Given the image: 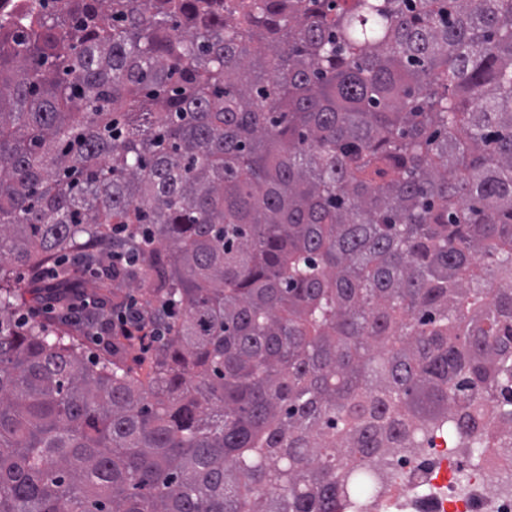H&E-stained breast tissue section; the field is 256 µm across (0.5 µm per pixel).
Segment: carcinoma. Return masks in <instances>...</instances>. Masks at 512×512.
<instances>
[{
  "label": "carcinoma",
  "mask_w": 512,
  "mask_h": 512,
  "mask_svg": "<svg viewBox=\"0 0 512 512\" xmlns=\"http://www.w3.org/2000/svg\"><path fill=\"white\" fill-rule=\"evenodd\" d=\"M0 4V512H336L512 428V0ZM137 264L116 268V252ZM122 279L159 331L11 267ZM80 306L94 307L95 309H111V325L108 330V336H136V345L141 350L147 351L152 343V333L147 327L128 318L124 313L112 314V306L108 305L100 297L82 296L78 299Z\"/></svg>",
  "instance_id": "cac0c4a2"
}]
</instances>
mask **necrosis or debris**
<instances>
[{"instance_id": "1", "label": "necrosis or debris", "mask_w": 512, "mask_h": 512, "mask_svg": "<svg viewBox=\"0 0 512 512\" xmlns=\"http://www.w3.org/2000/svg\"><path fill=\"white\" fill-rule=\"evenodd\" d=\"M510 443L512 430L481 448L433 438L384 480L340 500L338 512H512V455L503 450Z\"/></svg>"}]
</instances>
